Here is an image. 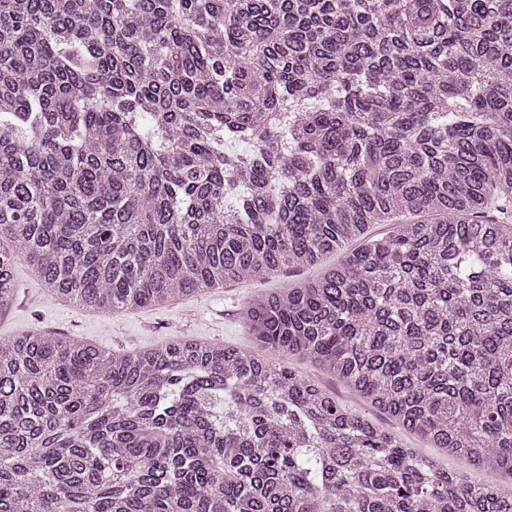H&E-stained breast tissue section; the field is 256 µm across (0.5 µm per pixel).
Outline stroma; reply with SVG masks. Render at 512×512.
Segmentation results:
<instances>
[{"label":"stroma","instance_id":"35a3bbf8","mask_svg":"<svg viewBox=\"0 0 512 512\" xmlns=\"http://www.w3.org/2000/svg\"><path fill=\"white\" fill-rule=\"evenodd\" d=\"M318 273L315 267L286 271L264 282L210 288L132 313H98L49 294L34 272L21 263L16 269L18 304L6 317H0V337L36 327L114 350L161 344L176 336L249 348L253 339L243 319L247 301Z\"/></svg>","mask_w":512,"mask_h":512}]
</instances>
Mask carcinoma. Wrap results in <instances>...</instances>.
<instances>
[{
  "label": "carcinoma",
  "mask_w": 512,
  "mask_h": 512,
  "mask_svg": "<svg viewBox=\"0 0 512 512\" xmlns=\"http://www.w3.org/2000/svg\"><path fill=\"white\" fill-rule=\"evenodd\" d=\"M338 251L261 353L0 339V512H512L285 363L512 476V0H0L1 317ZM286 361L287 363L289 362L292 367L296 368L299 371H303L310 375L322 378L325 384L336 392V396L338 397L340 402L346 407L355 411L366 413L367 416H369L373 421L379 424H382L384 426L388 425V421L383 415L379 414L373 409H370L368 405H366L358 396L349 391L339 382L328 377L322 376L319 370L311 366L309 363L301 361L294 356L290 357L289 361L288 359Z\"/></svg>",
  "instance_id": "cac0c4a2"
}]
</instances>
